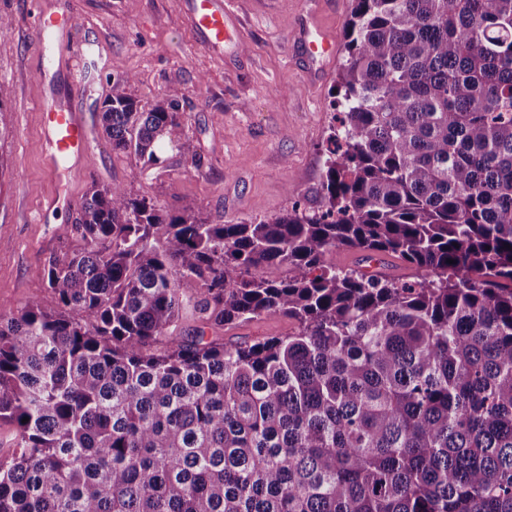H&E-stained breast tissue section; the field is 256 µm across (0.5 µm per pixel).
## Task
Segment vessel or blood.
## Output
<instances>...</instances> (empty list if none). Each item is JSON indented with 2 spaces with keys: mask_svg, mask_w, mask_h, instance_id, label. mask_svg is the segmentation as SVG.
Segmentation results:
<instances>
[{
  "mask_svg": "<svg viewBox=\"0 0 512 512\" xmlns=\"http://www.w3.org/2000/svg\"><path fill=\"white\" fill-rule=\"evenodd\" d=\"M189 9L196 32L203 41L218 47L231 42L238 33V21L228 0H191ZM74 22L63 14L42 13L35 20V34L39 44H46L56 30H72ZM310 60L333 57L335 42L322 32L303 31ZM41 120L44 134L45 162L55 174L66 171L69 164L81 161L88 151L85 124L78 112L63 101L43 102Z\"/></svg>",
  "mask_w": 512,
  "mask_h": 512,
  "instance_id": "vessel-or-blood-1",
  "label": "vessel or blood"
}]
</instances>
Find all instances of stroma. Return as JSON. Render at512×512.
I'll use <instances>...</instances> for the list:
<instances>
[{
    "label": "stroma",
    "mask_w": 512,
    "mask_h": 512,
    "mask_svg": "<svg viewBox=\"0 0 512 512\" xmlns=\"http://www.w3.org/2000/svg\"><path fill=\"white\" fill-rule=\"evenodd\" d=\"M350 8L351 0H234L240 37L211 50L191 27L186 0H0V16L11 23L0 36V103L8 110L0 139V312L34 296L53 306L46 270L75 243L77 207L95 184L120 183L169 208L192 202L224 224H254L295 201L317 207L331 91L344 56L314 75L296 36L313 20L343 43ZM42 11L74 15L77 25L41 51L34 22ZM79 48L82 85L71 94L66 75ZM122 74L132 76L131 91L147 109L173 88L185 93L181 124L162 140L160 167L136 166L102 134L98 113ZM66 93L89 145L82 164L58 180L44 162L41 105ZM186 140L198 162L180 153ZM55 196L58 209L42 219ZM294 328L288 318L261 317L205 336L253 341Z\"/></svg>",
    "instance_id": "obj_1"
}]
</instances>
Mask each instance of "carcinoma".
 <instances>
[{
  "instance_id": "1",
  "label": "carcinoma",
  "mask_w": 512,
  "mask_h": 512,
  "mask_svg": "<svg viewBox=\"0 0 512 512\" xmlns=\"http://www.w3.org/2000/svg\"><path fill=\"white\" fill-rule=\"evenodd\" d=\"M352 3L320 206L221 224L94 186L56 306L0 314V512H512V0ZM131 81L102 134L155 166L184 92L145 112ZM187 304L296 329L179 339Z\"/></svg>"
}]
</instances>
